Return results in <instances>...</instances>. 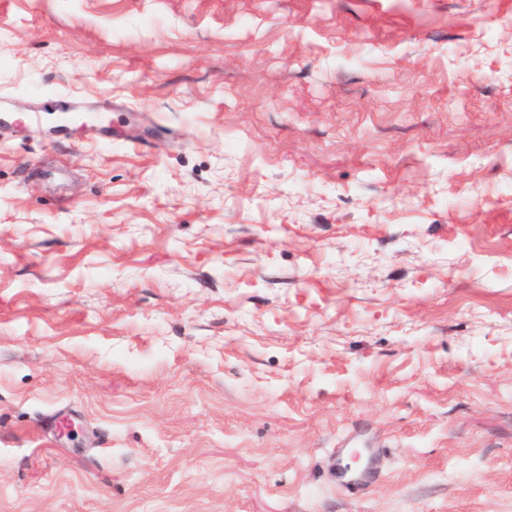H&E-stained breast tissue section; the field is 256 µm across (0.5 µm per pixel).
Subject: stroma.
<instances>
[{"label": "stroma", "instance_id": "1", "mask_svg": "<svg viewBox=\"0 0 512 512\" xmlns=\"http://www.w3.org/2000/svg\"><path fill=\"white\" fill-rule=\"evenodd\" d=\"M0 512H512V0H0Z\"/></svg>", "mask_w": 512, "mask_h": 512}]
</instances>
